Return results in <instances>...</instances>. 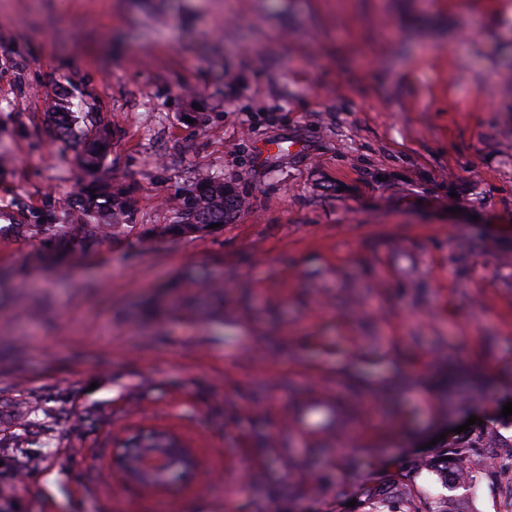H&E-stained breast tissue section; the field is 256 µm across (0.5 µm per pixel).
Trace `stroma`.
Returning <instances> with one entry per match:
<instances>
[{"mask_svg": "<svg viewBox=\"0 0 512 512\" xmlns=\"http://www.w3.org/2000/svg\"><path fill=\"white\" fill-rule=\"evenodd\" d=\"M63 89L112 133L96 175L45 120ZM204 170L245 204L158 234ZM93 177L132 226L28 266L79 218L21 234L19 207ZM0 278V421L23 389L100 419L0 448V512H353L469 417L512 448V0H0ZM313 391L355 418L291 430ZM137 426L205 448L202 476L122 484ZM473 480L409 488L504 512V470Z\"/></svg>", "mask_w": 512, "mask_h": 512, "instance_id": "1", "label": "stroma"}]
</instances>
